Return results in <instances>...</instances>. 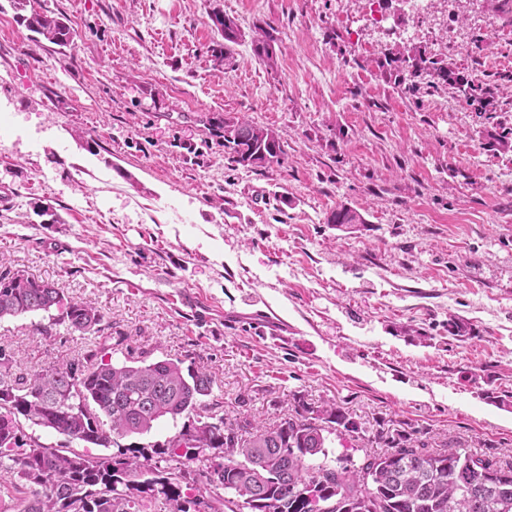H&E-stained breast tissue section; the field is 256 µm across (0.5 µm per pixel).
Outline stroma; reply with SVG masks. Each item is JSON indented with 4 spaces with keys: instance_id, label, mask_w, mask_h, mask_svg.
<instances>
[{
    "instance_id": "obj_1",
    "label": "stroma",
    "mask_w": 512,
    "mask_h": 512,
    "mask_svg": "<svg viewBox=\"0 0 512 512\" xmlns=\"http://www.w3.org/2000/svg\"><path fill=\"white\" fill-rule=\"evenodd\" d=\"M499 0H31L58 47L0 0V263L98 307L104 329L0 321L14 373L178 359L231 422L272 426L330 401L360 432L512 462V22ZM272 26L220 61L209 15ZM383 12L385 22L375 20ZM490 86L395 78L391 48ZM280 131L288 158L231 163L210 121ZM363 226L339 229L338 205ZM46 206L48 215L37 213ZM471 327L448 335V318ZM17 19L29 30L54 45L66 47L72 42V29L63 17L32 11L30 15L18 12ZM254 56L261 61L268 69L276 70L278 67L277 52L275 48L276 37L273 29L262 26H255L248 35Z\"/></svg>"
}]
</instances>
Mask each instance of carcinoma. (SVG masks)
<instances>
[{"instance_id": "obj_1", "label": "carcinoma", "mask_w": 512, "mask_h": 512, "mask_svg": "<svg viewBox=\"0 0 512 512\" xmlns=\"http://www.w3.org/2000/svg\"><path fill=\"white\" fill-rule=\"evenodd\" d=\"M26 7L27 0H15L17 19L29 30L59 47L72 42L65 18L37 11L25 15ZM210 20L224 39L220 56L248 38L254 56L268 69L278 68L273 29L256 26L247 35L224 13L215 12ZM391 54L401 73L437 78L487 110L490 91L443 61L399 47ZM212 127L234 163L265 168L286 160L282 135L274 128L235 117L218 119ZM328 223L363 224L365 219L342 204ZM37 312L83 335L102 331L104 316L91 304L67 298L54 284L20 271L1 272L0 320ZM85 361L81 367L15 374L11 355L0 349V490L4 474L10 473L31 493L15 512H512V464L464 449L425 454L414 430L378 434L374 442L389 451L366 452L359 463L349 453L331 458L330 435L358 433L357 423L336 403L313 407L300 402L295 415L249 433L216 417L220 402L206 401L212 378L205 371L185 370L171 359L114 362L96 349ZM183 418L187 422L178 424ZM22 419L88 448L147 434L162 420L179 430L155 449V461L136 447L112 457L49 447L24 432ZM201 448L223 455L208 459L201 473L205 481L194 498L186 499L181 468L161 462L176 457L183 465Z\"/></svg>"}]
</instances>
